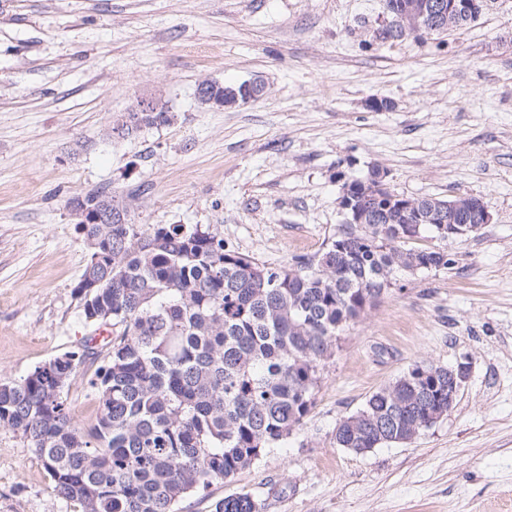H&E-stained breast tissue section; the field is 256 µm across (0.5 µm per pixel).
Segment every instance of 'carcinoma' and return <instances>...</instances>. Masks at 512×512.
Instances as JSON below:
<instances>
[{
	"instance_id": "obj_1",
	"label": "carcinoma",
	"mask_w": 512,
	"mask_h": 512,
	"mask_svg": "<svg viewBox=\"0 0 512 512\" xmlns=\"http://www.w3.org/2000/svg\"><path fill=\"white\" fill-rule=\"evenodd\" d=\"M379 30L400 38L394 9ZM165 107L142 115L168 124ZM352 222L320 252L286 269L231 251L217 227L100 217L112 193L82 202L87 262L73 292L91 325L112 323L106 350L89 345L0 379V425L21 435L43 463L52 490L76 512H180L187 498L230 482L299 428L336 341L387 291L398 271L446 268L436 238L448 200L375 195L368 178L347 181ZM457 218L479 224L468 200ZM416 218L418 230L408 236ZM102 360L89 385L99 399L91 426L74 421L67 392L79 368ZM453 368L412 365L336 424V445L355 453L414 440L448 413ZM211 512H259L248 493Z\"/></svg>"
}]
</instances>
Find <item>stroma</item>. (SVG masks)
<instances>
[{
	"label": "stroma",
	"mask_w": 512,
	"mask_h": 512,
	"mask_svg": "<svg viewBox=\"0 0 512 512\" xmlns=\"http://www.w3.org/2000/svg\"><path fill=\"white\" fill-rule=\"evenodd\" d=\"M387 21L383 0H0V379L96 335L69 207L94 190L135 224L218 226L271 268L325 248L344 180L375 165L397 194L492 216L345 328L284 445L181 512L238 492L260 512H512V0L440 35L383 42ZM256 78L246 104L196 101L202 80ZM144 99L171 123L113 134ZM417 362L468 364L448 414L407 444L337 447V422ZM0 512H73L3 426Z\"/></svg>",
	"instance_id": "stroma-1"
}]
</instances>
